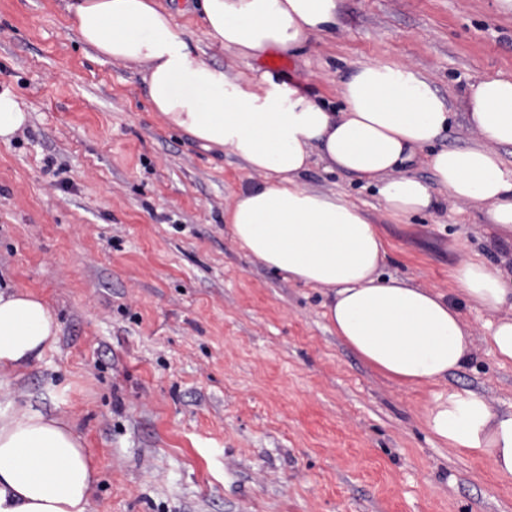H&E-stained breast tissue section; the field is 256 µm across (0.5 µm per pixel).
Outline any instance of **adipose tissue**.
<instances>
[{
  "label": "adipose tissue",
  "instance_id": "ef3b65f1",
  "mask_svg": "<svg viewBox=\"0 0 512 512\" xmlns=\"http://www.w3.org/2000/svg\"><path fill=\"white\" fill-rule=\"evenodd\" d=\"M81 42L141 69L147 98L170 128L206 150L243 160L263 183L226 212L236 242L266 268L330 291L324 316L362 361L393 381H445L470 353L458 307L430 288L384 276L390 244L356 205L306 189L313 162L374 188L395 217L438 207L435 186L485 206L490 224L512 231V169L495 148L512 145V75L487 74L466 90L486 146L436 148L453 112L431 82L405 65H354L333 108L269 71L241 83L203 59L174 28L183 5L158 0H66ZM208 34L243 58L290 52L338 24V0H199ZM425 158L436 178L413 172ZM456 279L470 301L496 309L512 274L482 263ZM59 325L35 294L0 289V382L32 368L58 340ZM436 439L485 460L512 483V412L483 396L447 390L425 406ZM93 459L71 422L28 407L0 406V512H92Z\"/></svg>",
  "mask_w": 512,
  "mask_h": 512
}]
</instances>
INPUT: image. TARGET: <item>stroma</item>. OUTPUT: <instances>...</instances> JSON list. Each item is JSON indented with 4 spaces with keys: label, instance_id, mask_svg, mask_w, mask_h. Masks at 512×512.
<instances>
[{
    "label": "stroma",
    "instance_id": "obj_1",
    "mask_svg": "<svg viewBox=\"0 0 512 512\" xmlns=\"http://www.w3.org/2000/svg\"><path fill=\"white\" fill-rule=\"evenodd\" d=\"M64 4L0 0V90L30 114L0 142V289L35 293L58 321L57 343L7 388L74 424L100 470L93 512H512L511 483L425 427L438 385L370 368L329 329L327 288L235 241L224 211L262 175L168 128L141 72L84 45ZM174 23L229 76L269 70L335 107L353 65L411 66L454 111L440 148L481 143L463 96L512 73L501 0H339L336 29L286 58H239L190 13ZM302 182L376 225L385 275L459 307L472 356L448 386L511 411L512 364L490 335L512 306L474 305L454 274L512 255V236L443 188L433 213L396 218L322 165Z\"/></svg>",
    "mask_w": 512,
    "mask_h": 512
}]
</instances>
